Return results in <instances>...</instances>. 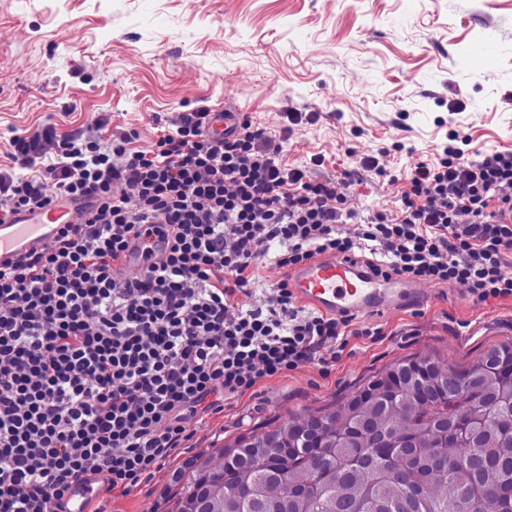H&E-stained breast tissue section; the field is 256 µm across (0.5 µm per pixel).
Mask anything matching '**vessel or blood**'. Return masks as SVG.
I'll return each mask as SVG.
<instances>
[{
	"label": "vessel or blood",
	"instance_id": "b4317fda",
	"mask_svg": "<svg viewBox=\"0 0 512 512\" xmlns=\"http://www.w3.org/2000/svg\"><path fill=\"white\" fill-rule=\"evenodd\" d=\"M88 202L58 201L35 212L16 215L14 223L0 226V262L50 244L56 225L74 223L89 210ZM296 298L332 314L355 316L383 312L402 305L420 304L428 293L397 278H382L362 270L357 260L318 256L286 274ZM97 490L89 484L73 486L66 497L69 512H90Z\"/></svg>",
	"mask_w": 512,
	"mask_h": 512
}]
</instances>
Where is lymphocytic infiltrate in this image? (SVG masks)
I'll use <instances>...</instances> for the list:
<instances>
[{"mask_svg":"<svg viewBox=\"0 0 512 512\" xmlns=\"http://www.w3.org/2000/svg\"><path fill=\"white\" fill-rule=\"evenodd\" d=\"M188 112L149 152L130 139L13 137L21 176L0 175V224L58 199L97 203L52 244L0 264V512H67L75 481L127 492L186 438L208 396L230 399L326 363L345 320L302 313L286 280L272 304L232 297L267 259L284 269L365 248L374 274L512 295V149L468 161L458 134L406 179L395 217L359 216L335 185L283 160L276 136ZM357 225L356 234L344 227ZM147 265L115 268L128 250Z\"/></svg>","mask_w":512,"mask_h":512,"instance_id":"obj_1","label":"lymphocytic infiltrate"}]
</instances>
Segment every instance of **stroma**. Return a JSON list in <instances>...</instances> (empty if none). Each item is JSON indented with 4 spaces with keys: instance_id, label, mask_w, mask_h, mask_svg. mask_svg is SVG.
<instances>
[{
    "instance_id": "stroma-1",
    "label": "stroma",
    "mask_w": 512,
    "mask_h": 512,
    "mask_svg": "<svg viewBox=\"0 0 512 512\" xmlns=\"http://www.w3.org/2000/svg\"><path fill=\"white\" fill-rule=\"evenodd\" d=\"M214 109L276 135L288 165L335 183L359 215H395L407 172L438 161L449 133L468 138V160L512 149V0H0V170L10 139L45 124L149 151L161 127ZM379 154L385 175L360 166ZM282 276L256 262L235 303L267 302ZM430 289L427 303L353 317L329 365L201 414L149 483L99 491L91 512H172L188 464L220 463L239 434L335 409L399 359L466 368L512 340V295Z\"/></svg>"
}]
</instances>
